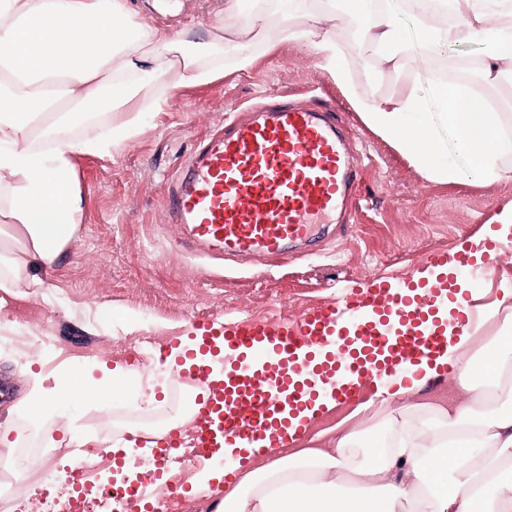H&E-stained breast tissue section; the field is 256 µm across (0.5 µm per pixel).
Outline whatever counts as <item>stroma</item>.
I'll use <instances>...</instances> for the list:
<instances>
[{
	"instance_id": "obj_1",
	"label": "stroma",
	"mask_w": 512,
	"mask_h": 512,
	"mask_svg": "<svg viewBox=\"0 0 512 512\" xmlns=\"http://www.w3.org/2000/svg\"><path fill=\"white\" fill-rule=\"evenodd\" d=\"M158 11L155 0H134L138 17L157 28H194L205 35L216 20V0H174ZM371 45L359 39L376 89L385 91L402 73L418 83L427 79V61L418 52L405 72L381 66ZM279 91L321 102L336 110L338 122L357 139L354 161L362 170L359 208L342 228L324 224L316 244L296 249L278 265L252 261L249 268L218 265L188 254L175 225L165 223L161 184L175 173L213 128L229 114ZM82 197L81 222L58 264L39 271L38 293L0 291V379L11 387L0 402V462L43 449L48 442L73 449L123 446L126 423L175 408V382L165 366L134 360L145 339L164 342L184 335L192 319L213 313L231 316L296 318L332 298L339 288L378 274L405 276L424 267L432 252L449 253L477 236L486 216L512 197L511 182L482 186L439 185L422 175L351 112L336 88L316 66L315 57L288 43L259 54L245 72L226 71L210 83L175 92L164 112L143 114L138 133L111 154L76 157ZM121 362L129 371L109 412L85 402L54 407L41 418L20 406L25 385L15 363L31 362L33 371L68 382L75 374L101 379L97 360ZM156 390V402L144 401ZM62 465L46 479L16 474L23 487L17 498L0 492V512H29Z\"/></svg>"
}]
</instances>
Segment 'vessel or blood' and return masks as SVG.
Wrapping results in <instances>:
<instances>
[{
  "label": "vessel or blood",
  "instance_id": "vessel-or-blood-1",
  "mask_svg": "<svg viewBox=\"0 0 512 512\" xmlns=\"http://www.w3.org/2000/svg\"><path fill=\"white\" fill-rule=\"evenodd\" d=\"M361 180L328 112L281 95L201 140L188 164L164 179L162 199L188 246L279 261L317 225L334 223L337 211L355 209ZM503 247L489 239L463 243L451 258L431 253L434 278L379 275L290 320L216 314L193 320L165 347L146 342L144 358L171 365L194 386V430L184 440L159 438L163 462L262 447L323 400L344 409L376 397L391 377L422 373L446 353L449 328L481 321L459 274L477 275Z\"/></svg>",
  "mask_w": 512,
  "mask_h": 512
}]
</instances>
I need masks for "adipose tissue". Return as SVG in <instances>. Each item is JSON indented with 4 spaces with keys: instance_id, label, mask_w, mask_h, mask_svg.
<instances>
[{
    "instance_id": "ef3b65f1",
    "label": "adipose tissue",
    "mask_w": 512,
    "mask_h": 512,
    "mask_svg": "<svg viewBox=\"0 0 512 512\" xmlns=\"http://www.w3.org/2000/svg\"><path fill=\"white\" fill-rule=\"evenodd\" d=\"M512 0H407L421 47L480 38L475 65L428 64V92L404 77L373 92L342 27L359 25L389 69L403 68L407 42L394 0H223L220 22L197 40L192 29L161 32L133 21L128 0H0V288H38L30 265L53 266L80 222L76 156L108 153L133 137L138 116L170 108L176 90L224 74L259 52L294 42L314 55L362 124L431 183L512 181V100L496 85L512 73V32L497 22ZM106 114L107 135L81 139L64 112ZM512 336L461 332L426 375L451 399L393 379L392 390L360 405L336 438L319 448L266 442L230 460L234 475L221 512H512ZM31 411L66 400L105 404L106 383L49 389L19 367ZM379 436H371L375 426Z\"/></svg>"
}]
</instances>
